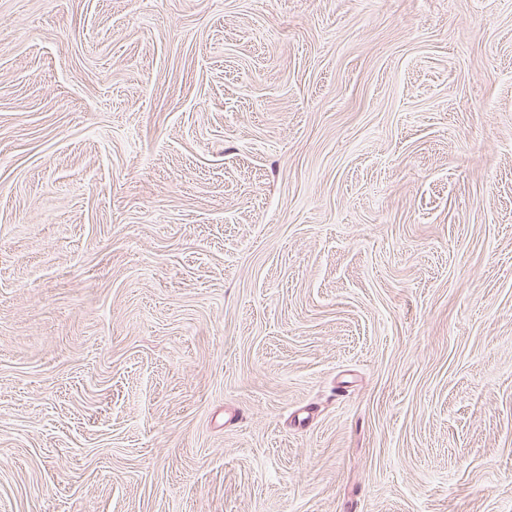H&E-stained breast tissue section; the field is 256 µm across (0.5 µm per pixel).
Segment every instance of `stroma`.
<instances>
[{
    "mask_svg": "<svg viewBox=\"0 0 512 512\" xmlns=\"http://www.w3.org/2000/svg\"><path fill=\"white\" fill-rule=\"evenodd\" d=\"M0 512H512V0H0Z\"/></svg>",
    "mask_w": 512,
    "mask_h": 512,
    "instance_id": "1",
    "label": "stroma"
}]
</instances>
